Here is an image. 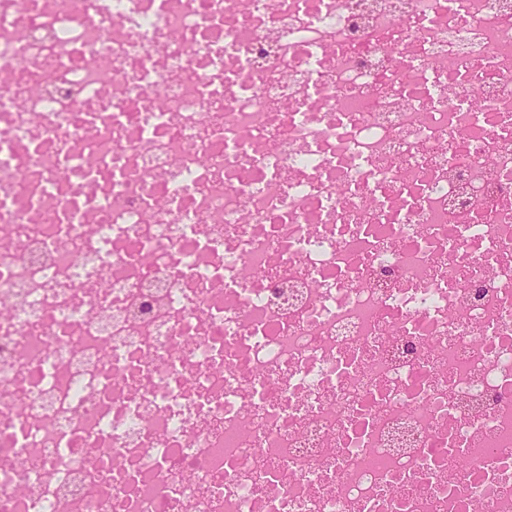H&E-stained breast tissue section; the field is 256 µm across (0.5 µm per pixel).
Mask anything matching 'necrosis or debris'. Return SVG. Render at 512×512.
<instances>
[{
	"mask_svg": "<svg viewBox=\"0 0 512 512\" xmlns=\"http://www.w3.org/2000/svg\"><path fill=\"white\" fill-rule=\"evenodd\" d=\"M0 512H512V0H0Z\"/></svg>",
	"mask_w": 512,
	"mask_h": 512,
	"instance_id": "4bbe7bcc",
	"label": "necrosis or debris"
}]
</instances>
